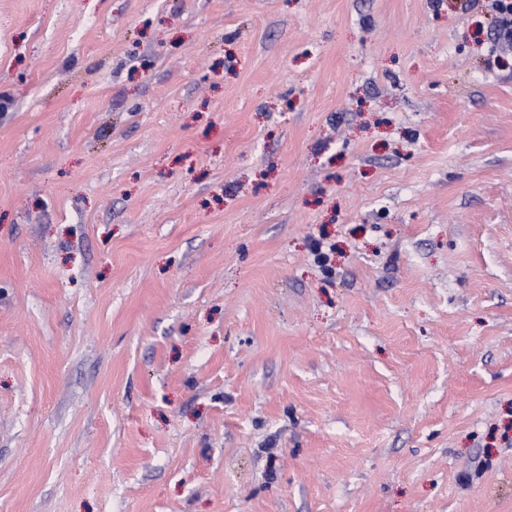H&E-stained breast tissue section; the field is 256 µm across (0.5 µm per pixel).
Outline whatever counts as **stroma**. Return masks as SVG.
Masks as SVG:
<instances>
[{
    "instance_id": "obj_1",
    "label": "stroma",
    "mask_w": 512,
    "mask_h": 512,
    "mask_svg": "<svg viewBox=\"0 0 512 512\" xmlns=\"http://www.w3.org/2000/svg\"><path fill=\"white\" fill-rule=\"evenodd\" d=\"M485 3L0 0V512H512Z\"/></svg>"
}]
</instances>
